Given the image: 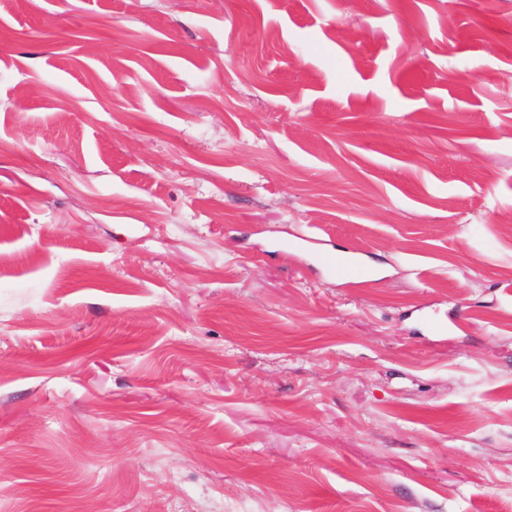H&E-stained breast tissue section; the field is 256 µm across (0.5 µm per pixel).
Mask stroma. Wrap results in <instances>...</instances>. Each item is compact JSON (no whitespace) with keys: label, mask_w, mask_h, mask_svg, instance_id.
Returning a JSON list of instances; mask_svg holds the SVG:
<instances>
[{"label":"stroma","mask_w":512,"mask_h":512,"mask_svg":"<svg viewBox=\"0 0 512 512\" xmlns=\"http://www.w3.org/2000/svg\"><path fill=\"white\" fill-rule=\"evenodd\" d=\"M0 29V512H512V0ZM316 262L330 276L345 279L353 276H364L369 273L363 266V261L348 251L328 252L322 251L316 254Z\"/></svg>","instance_id":"35a3bbf8"}]
</instances>
